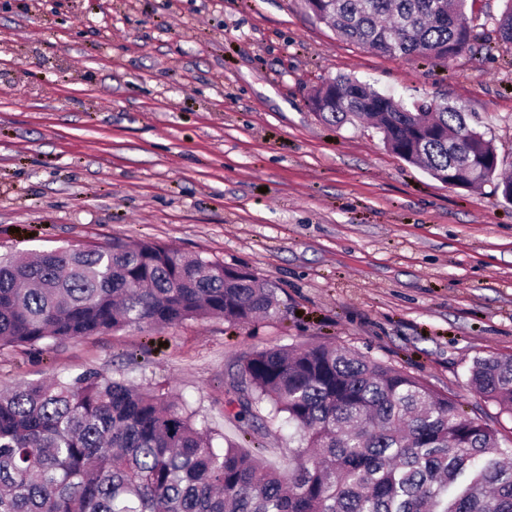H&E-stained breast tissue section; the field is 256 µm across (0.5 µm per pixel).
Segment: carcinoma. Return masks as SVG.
I'll return each instance as SVG.
<instances>
[{"mask_svg": "<svg viewBox=\"0 0 512 512\" xmlns=\"http://www.w3.org/2000/svg\"><path fill=\"white\" fill-rule=\"evenodd\" d=\"M476 0H305L312 16L378 54L448 61L475 39ZM493 18L512 45V0ZM329 124L369 120L432 178L491 182L492 139L446 100L405 104L349 75L312 91ZM276 286L155 241L0 258V348L58 346L127 327L205 317L280 319ZM470 385L512 416V358L482 357ZM241 418L257 438L286 415L306 446L288 471L221 447L196 411L90 369L0 390V512H512L498 432L404 370L346 347H269L238 364Z\"/></svg>", "mask_w": 512, "mask_h": 512, "instance_id": "1", "label": "carcinoma"}]
</instances>
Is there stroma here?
Returning a JSON list of instances; mask_svg holds the SVG:
<instances>
[{"label": "stroma", "instance_id": "1", "mask_svg": "<svg viewBox=\"0 0 512 512\" xmlns=\"http://www.w3.org/2000/svg\"><path fill=\"white\" fill-rule=\"evenodd\" d=\"M500 9L478 0L479 40L453 60L410 62L339 38L304 0H0V256L159 241L248 266L289 311L5 347L0 387L94 369L181 395L198 427L244 446L239 359L332 342L453 396L512 448V416L468 383L476 358L512 356V204L308 104L341 74L409 104L447 99L511 175Z\"/></svg>", "mask_w": 512, "mask_h": 512}]
</instances>
